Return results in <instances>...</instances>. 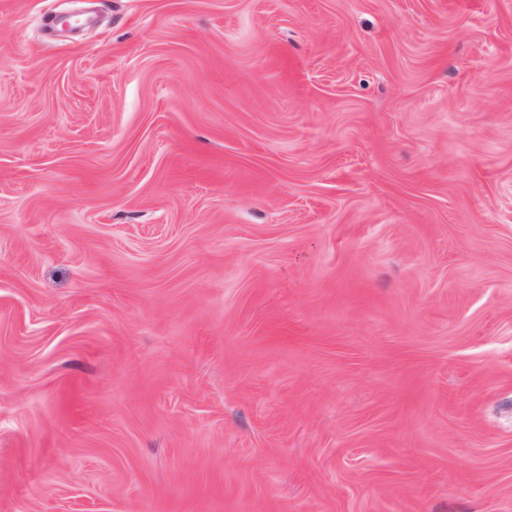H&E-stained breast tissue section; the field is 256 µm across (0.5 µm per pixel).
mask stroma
Returning a JSON list of instances; mask_svg holds the SVG:
<instances>
[{
    "label": "stroma",
    "mask_w": 512,
    "mask_h": 512,
    "mask_svg": "<svg viewBox=\"0 0 512 512\" xmlns=\"http://www.w3.org/2000/svg\"><path fill=\"white\" fill-rule=\"evenodd\" d=\"M0 512H512V0H0Z\"/></svg>",
    "instance_id": "obj_1"
}]
</instances>
